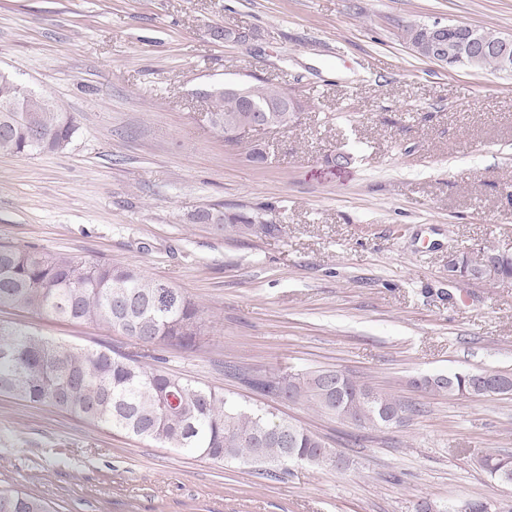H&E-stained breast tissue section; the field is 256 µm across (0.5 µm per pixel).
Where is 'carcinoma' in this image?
<instances>
[{
    "mask_svg": "<svg viewBox=\"0 0 512 512\" xmlns=\"http://www.w3.org/2000/svg\"><path fill=\"white\" fill-rule=\"evenodd\" d=\"M244 94L202 90L210 101L209 120L227 132L258 115L287 92L261 82L248 83ZM16 105L0 112V153L28 156L67 148L74 131L64 124V112L51 96L31 90L0 72V102ZM217 228L226 236H276L277 224H255L235 214ZM0 306L30 315H50L65 321L90 322L118 329L138 353L109 346L84 349L38 336L21 326L0 328V393L74 415L96 428L127 435L206 457L217 463L241 461L275 478L297 460L335 465V449L318 435L294 424L272 432L273 412L243 405L209 386L154 367L145 359L164 343L189 345L204 322L197 305L178 289L149 279L128 267L83 260L67 254L0 245ZM250 385L273 402H298L349 417L359 427L399 425L417 408L374 391L340 370H316L296 375H269ZM456 397L512 394V373L455 372L415 382ZM493 478L512 474V454L483 458ZM0 512H50L40 494L24 487L0 488Z\"/></svg>",
    "mask_w": 512,
    "mask_h": 512,
    "instance_id": "cac0c4a2",
    "label": "carcinoma"
}]
</instances>
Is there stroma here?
<instances>
[{"instance_id": "stroma-1", "label": "stroma", "mask_w": 512, "mask_h": 512, "mask_svg": "<svg viewBox=\"0 0 512 512\" xmlns=\"http://www.w3.org/2000/svg\"><path fill=\"white\" fill-rule=\"evenodd\" d=\"M512 37V0H0V71L74 114L65 150L0 154V244L132 267L202 311L192 348L157 365L323 436L343 462L277 480L0 394V488L55 512H415L471 498L512 512L481 466L512 453V395L451 397L419 379L512 373V278L452 260L512 252V74L417 55L406 26ZM246 28V43L212 39ZM261 81L295 96L268 161L225 142L203 88ZM349 158L341 168L336 154ZM244 213L275 237H225L194 214ZM125 352L121 332L0 307V326ZM339 369L416 405L361 428L268 404L228 373Z\"/></svg>"}]
</instances>
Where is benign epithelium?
<instances>
[{
    "label": "benign epithelium",
    "instance_id": "1",
    "mask_svg": "<svg viewBox=\"0 0 512 512\" xmlns=\"http://www.w3.org/2000/svg\"><path fill=\"white\" fill-rule=\"evenodd\" d=\"M213 36L220 41L245 43L252 38L246 29L218 28ZM422 48L434 61L445 65L466 64L489 53L498 55L501 62H512V39L502 38L492 41L475 33L470 26L457 23L435 21L427 26V35ZM275 123L264 116H257L253 121L233 132V135H249L253 132L271 130Z\"/></svg>",
    "mask_w": 512,
    "mask_h": 512
}]
</instances>
